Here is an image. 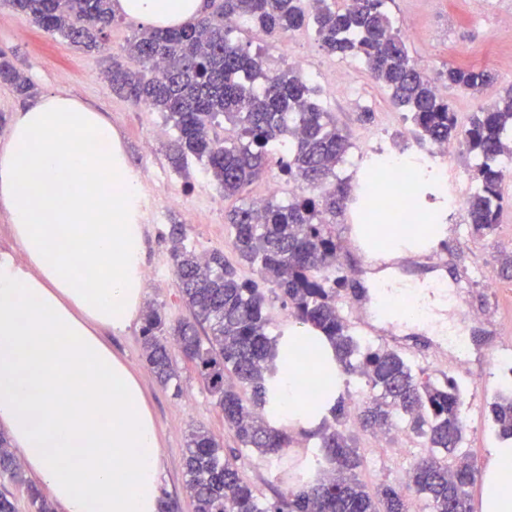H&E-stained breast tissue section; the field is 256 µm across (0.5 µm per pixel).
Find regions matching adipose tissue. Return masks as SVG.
I'll return each mask as SVG.
<instances>
[{
    "mask_svg": "<svg viewBox=\"0 0 512 512\" xmlns=\"http://www.w3.org/2000/svg\"><path fill=\"white\" fill-rule=\"evenodd\" d=\"M156 27L195 16L202 0H117ZM97 142L107 151L94 150ZM137 184L105 115L65 95L17 109L0 141V210L26 264L0 263V430L58 512H157L158 428L139 379L103 331L139 312ZM311 360L336 377L329 342L288 347L281 407L314 426L300 390ZM483 512H512V447L484 468Z\"/></svg>",
    "mask_w": 512,
    "mask_h": 512,
    "instance_id": "obj_1",
    "label": "adipose tissue"
}]
</instances>
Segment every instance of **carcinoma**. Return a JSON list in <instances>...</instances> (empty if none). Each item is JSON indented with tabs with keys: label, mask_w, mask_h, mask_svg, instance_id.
<instances>
[{
	"label": "carcinoma",
	"mask_w": 512,
	"mask_h": 512,
	"mask_svg": "<svg viewBox=\"0 0 512 512\" xmlns=\"http://www.w3.org/2000/svg\"><path fill=\"white\" fill-rule=\"evenodd\" d=\"M9 2L44 31L88 51L103 48L105 30L115 21L112 0ZM342 2L337 7L330 0H210V13L183 25L141 29L105 71L113 92L163 113L171 124L172 165L181 169L190 157L203 162L225 197L242 195L267 174L276 154L287 158L281 171L303 184L297 196L267 201L260 216L250 202L227 215L232 247L257 269V280L241 278L221 252L201 260L187 245L181 225H172L168 240L175 286L191 318L169 328L160 309H148L142 350L157 379L179 387L170 335L216 399L239 446L281 459L292 443L279 405L288 334L271 328L265 310L269 292L289 305L297 323L329 341L336 379L357 380L369 392L359 411L363 429L401 425L422 448L404 487L370 490L359 477L357 440L341 430L343 397L329 388L320 396L328 414L305 432L318 439L312 462L323 470L320 479L266 501L213 436L199 429L191 433L184 454L194 512H405L407 492L424 497L429 512H471L477 470L463 448L459 384L448 376L423 377L403 353L358 335L343 313L347 277L330 225L353 200L352 186L337 174L351 147L348 137L314 101L315 89L300 70L264 66L262 53L252 54L233 41L231 22L257 25L269 36L311 25L328 53L363 59L394 104L410 112L418 142L457 141L478 158L477 189L466 200L465 213L482 235L497 227L504 177L500 158L512 155V86L460 131L448 101L436 91L438 81L476 93L494 75L451 65L431 76L410 56L387 0ZM0 82L21 96L33 94V85L4 54ZM224 121L235 129L231 139L216 131ZM489 413L496 436L512 439V390L497 392ZM18 469L0 435V472L14 480Z\"/></svg>",
	"instance_id": "1"
}]
</instances>
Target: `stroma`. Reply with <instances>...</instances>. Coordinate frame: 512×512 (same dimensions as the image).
I'll use <instances>...</instances> for the list:
<instances>
[{
    "instance_id": "35a3bbf8",
    "label": "stroma",
    "mask_w": 512,
    "mask_h": 512,
    "mask_svg": "<svg viewBox=\"0 0 512 512\" xmlns=\"http://www.w3.org/2000/svg\"><path fill=\"white\" fill-rule=\"evenodd\" d=\"M388 8L406 46L418 65L435 74L453 64L467 63L487 68L493 84L477 93L464 92L440 83V94L466 127L481 106L512 85V28L501 25V14L512 8V0H390ZM140 21L126 16L107 30L105 52L84 51L62 36H49L24 14L0 0V52L10 57L29 81L37 96L68 94L104 112L116 130L130 167L137 175L142 196L140 222L142 269L166 268L167 273L145 287L144 304H155L166 320L188 317L171 273L168 229L184 225L187 242L194 250H219L244 279L256 278L254 268L240 260L232 247V229L226 214L239 206L236 197L222 198L221 191L204 172L202 162L189 160L184 170H175L168 159L173 132L155 140L151 152L143 142L155 128L164 126L161 113L115 95L103 73L111 54L120 52ZM235 40L249 52H264L273 69H285L296 57L309 55L314 74L308 81L325 111L331 112L348 136L352 147L339 171L352 186H360L376 150L415 151L419 145L412 134L409 112L396 106L386 89L377 84L363 60L339 58L322 50L313 27L293 32L287 46H280L260 28L248 27ZM351 97L342 95V88ZM370 121H360L362 112ZM475 160L463 147L444 159L446 179L430 181L417 195L420 207L440 219L439 233L423 245L406 244L402 250L414 263V275L441 273L449 276L451 305L447 320L451 336L437 340L424 332H399L388 339L384 332L373 334L375 343L406 354L426 375L455 377L465 388L462 414L466 423V448L476 469H483L499 441L493 432L487 402L505 386L512 365V271L502 260L512 256V165L505 166L501 184L503 208L492 235H480L466 220L464 201L473 187ZM183 193L186 208L166 204L169 189ZM333 232L342 246L341 262L348 275L350 293L343 306H355L357 318L374 319L379 305V287L372 279L373 266L366 259L367 225L356 223L353 211L337 219ZM495 287H487L486 276ZM142 320H134L121 332H104L113 352L138 374L159 430L162 496L175 499L178 512H193L186 486L183 457L190 432L204 428L224 450L236 448L233 431L215 399L201 384L191 364L180 363L179 388L162 386L147 366L141 347ZM344 429L355 435L362 455L361 479L369 488L401 485L421 450L414 437H407L405 450H397L392 438L377 439L362 430L355 418ZM313 440L297 437L287 448L283 462L261 459L245 452L237 465L242 478L267 500L287 493L295 474L311 470Z\"/></svg>"
}]
</instances>
